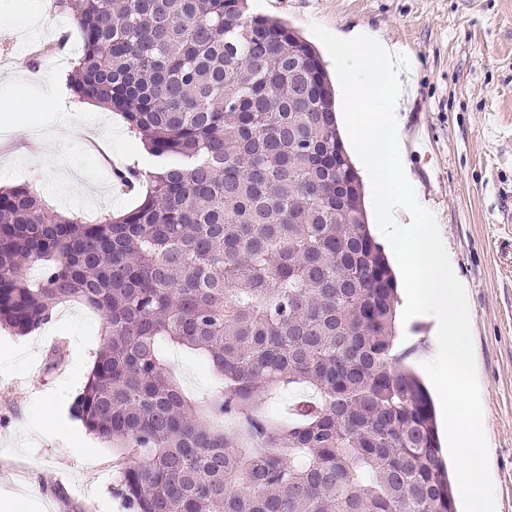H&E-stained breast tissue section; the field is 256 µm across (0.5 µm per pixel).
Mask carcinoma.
I'll return each mask as SVG.
<instances>
[{
	"instance_id": "carcinoma-1",
	"label": "carcinoma",
	"mask_w": 512,
	"mask_h": 512,
	"mask_svg": "<svg viewBox=\"0 0 512 512\" xmlns=\"http://www.w3.org/2000/svg\"><path fill=\"white\" fill-rule=\"evenodd\" d=\"M53 2L79 29L74 97L120 115L156 166L137 207L95 220L0 189V328L101 313L73 412L142 459L119 469L132 512H457L310 45L247 0ZM166 345L204 356L220 394L190 399ZM291 384L309 398L270 415L260 389Z\"/></svg>"
}]
</instances>
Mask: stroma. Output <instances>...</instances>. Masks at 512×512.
<instances>
[{
	"mask_svg": "<svg viewBox=\"0 0 512 512\" xmlns=\"http://www.w3.org/2000/svg\"><path fill=\"white\" fill-rule=\"evenodd\" d=\"M304 38L310 23L332 32L365 27L408 55L403 139L418 201L448 241L468 286L483 428L491 448L495 512H512V0H249ZM51 0H0V93L29 98L0 111V167L7 186L30 185L58 212L98 216L138 205L144 185L122 187L113 171L155 164L120 117L78 103L67 88L79 42ZM30 349L0 330V496L38 499L41 512H126L118 470L135 464L89 432L69 431L72 404L107 340L102 316L70 302ZM184 390L209 397L216 377L172 348Z\"/></svg>",
	"mask_w": 512,
	"mask_h": 512,
	"instance_id": "obj_1",
	"label": "stroma"
}]
</instances>
